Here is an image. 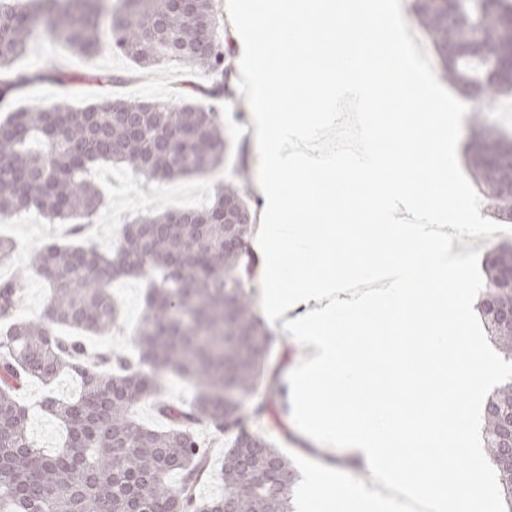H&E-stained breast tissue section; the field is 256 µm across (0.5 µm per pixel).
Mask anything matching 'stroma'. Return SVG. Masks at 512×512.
Instances as JSON below:
<instances>
[{
  "instance_id": "35a3bbf8",
  "label": "stroma",
  "mask_w": 512,
  "mask_h": 512,
  "mask_svg": "<svg viewBox=\"0 0 512 512\" xmlns=\"http://www.w3.org/2000/svg\"><path fill=\"white\" fill-rule=\"evenodd\" d=\"M51 61L71 73V81H39L29 85L9 104L0 105V121L19 110L56 104L79 110L112 98L173 103L186 79L183 68L177 63L144 70L107 44L89 57L76 54L62 38L42 29L34 31L26 52L16 59L13 67L34 73ZM110 74L122 76V83H106L105 78ZM213 106L223 117L227 143L222 173L230 174L234 167L240 165L252 166L249 122L238 117L239 110L247 106L244 95L214 100ZM92 175L104 196L103 204L93 219L95 232L92 241L104 252L110 250L112 237L120 224L156 207L174 208L175 199L179 196L189 200L193 206L203 205L212 198L216 184L215 177L199 175L180 177L160 185L148 184L130 171L110 166L97 167ZM0 237L11 239L15 244L11 259L0 265V275H15L20 279L23 300L18 307V316L26 320L41 319L47 310L49 290L32 269L31 257L42 245L63 240L64 235L57 225L49 223L37 212L20 211L0 216ZM148 287L146 278L129 279L120 300L119 328L107 336L87 337V345L93 348L100 344L118 354H126L130 347L129 338L145 306ZM73 387L72 380L66 376L48 386L37 380L29 383L23 401L32 409L30 429L40 447H57L61 437L58 424L39 411L40 400L48 393L59 398L69 396ZM249 429L265 436L276 448L287 449L312 460L317 457L314 441L303 438L293 421L288 389H281L276 398L269 401L265 414L252 420Z\"/></svg>"
}]
</instances>
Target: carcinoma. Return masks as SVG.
Here are the masks:
<instances>
[{
    "instance_id": "cac0c4a2",
    "label": "carcinoma",
    "mask_w": 512,
    "mask_h": 512,
    "mask_svg": "<svg viewBox=\"0 0 512 512\" xmlns=\"http://www.w3.org/2000/svg\"><path fill=\"white\" fill-rule=\"evenodd\" d=\"M100 0H0V103L26 86L67 75L52 68L14 71L43 17L77 53H94L105 34ZM507 0H427L414 5L415 21L430 37L440 77L469 91L478 102L504 95L489 62L512 47V28L501 23ZM215 0H196L195 15L175 0H126L108 37L112 49L142 68L168 62L189 73L203 71L212 84L190 85L202 97L233 96L224 78L232 52L220 39ZM128 120L112 118L111 103L80 110L56 105L14 112L0 124V215L32 206L72 235L92 223L102 204L90 172L119 164L148 182L207 174L224 158L222 116L199 101L178 104L121 101ZM497 156L491 166L487 158ZM474 180L512 220V136L489 129L474 138L469 156ZM246 167L215 185L212 204L158 209L122 226L110 254L94 245L48 243L32 266L50 290L48 319L17 318L19 278L0 279V512H157L163 502L180 512H295L291 461L265 438L247 430L243 402L261 377L271 333L259 319L248 291L243 247L256 216L250 205ZM236 200L251 221L234 228L238 248L224 247V201ZM512 245L486 256L485 286L478 309L505 358L512 360V321L491 307L512 309V288L501 280ZM144 276L150 289L132 339L137 359L90 352L66 326L107 335L118 321L112 281ZM174 372L194 392L189 405L157 402L169 421L160 431L134 416L137 404L157 397L160 379ZM67 375L68 398L47 395L41 410L62 429L57 448H38L28 432L20 395L37 379L48 385ZM512 414V382L492 393L483 416L488 460L498 471L504 504L512 512V456L504 447L503 418ZM230 433L220 478L224 493L205 499L200 483L211 475V449L195 427ZM177 474L178 482L170 481Z\"/></svg>"
}]
</instances>
